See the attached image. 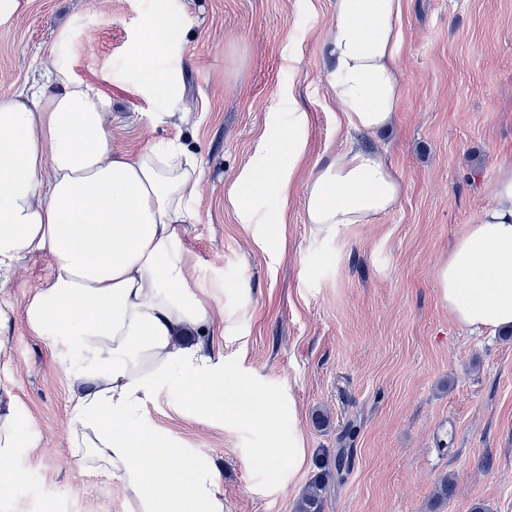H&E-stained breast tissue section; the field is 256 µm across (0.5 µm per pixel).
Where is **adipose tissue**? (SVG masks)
I'll return each mask as SVG.
<instances>
[{
  "label": "adipose tissue",
  "mask_w": 512,
  "mask_h": 512,
  "mask_svg": "<svg viewBox=\"0 0 512 512\" xmlns=\"http://www.w3.org/2000/svg\"><path fill=\"white\" fill-rule=\"evenodd\" d=\"M404 0H335L325 43L331 97L346 128L391 125L401 100L399 41ZM177 23L146 17L130 67L155 93L175 95L168 58ZM73 28L49 51L46 83L0 97V275L31 257L49 272L23 306L0 295V357L16 325L44 341L67 377L68 438L81 468L116 477L130 512H224L209 458L146 430L142 410L173 386L185 409L212 421L240 409L238 386L212 350L211 297L193 276L183 242L200 170L180 145L132 154L112 144V100L73 81ZM309 115L271 112L226 192L237 223L268 224L285 244L286 205L307 171L305 221L336 233L368 224L398 202L399 176L359 147L306 168ZM280 208L268 213L266 203ZM448 312L461 327L512 326V167L467 226L439 271ZM25 407L0 389V496L18 478L17 458L34 446Z\"/></svg>",
  "instance_id": "adipose-tissue-1"
}]
</instances>
